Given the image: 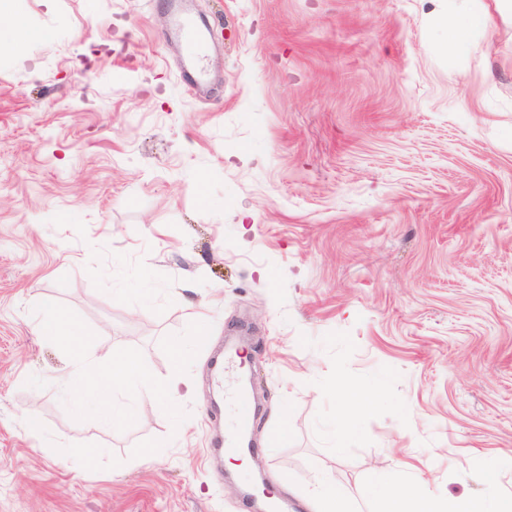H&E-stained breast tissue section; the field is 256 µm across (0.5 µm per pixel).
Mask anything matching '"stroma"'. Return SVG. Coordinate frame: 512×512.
I'll return each mask as SVG.
<instances>
[{"instance_id": "obj_1", "label": "stroma", "mask_w": 512, "mask_h": 512, "mask_svg": "<svg viewBox=\"0 0 512 512\" xmlns=\"http://www.w3.org/2000/svg\"><path fill=\"white\" fill-rule=\"evenodd\" d=\"M198 98L165 0H14L0 18V512H291L424 464L443 500L512 498V14L499 0H186ZM484 8L456 53L434 23ZM66 313L149 371L98 421L58 379ZM207 344L175 365L171 343ZM248 330L257 454L213 453L214 345ZM377 408L337 445L333 389ZM40 424L27 430L24 416ZM99 452L85 457L86 449ZM176 27L181 35L186 56L192 64V70L186 71L184 78L190 85L198 87L208 79V72L200 68L196 62V59L203 55L205 38L193 19L179 18ZM316 512H342L341 497L336 486L328 480L319 482L314 490Z\"/></svg>"}]
</instances>
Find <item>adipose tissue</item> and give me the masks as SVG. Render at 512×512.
<instances>
[{"label":"adipose tissue","instance_id":"adipose-tissue-1","mask_svg":"<svg viewBox=\"0 0 512 512\" xmlns=\"http://www.w3.org/2000/svg\"><path fill=\"white\" fill-rule=\"evenodd\" d=\"M120 377L144 381L148 373L133 358L101 360L80 348L72 354L64 384L77 406L119 422L127 416L114 400L115 382ZM376 486L383 495L384 512H460L457 505L436 497L428 479L417 471L408 472L401 479L388 472L377 473Z\"/></svg>","mask_w":512,"mask_h":512}]
</instances>
